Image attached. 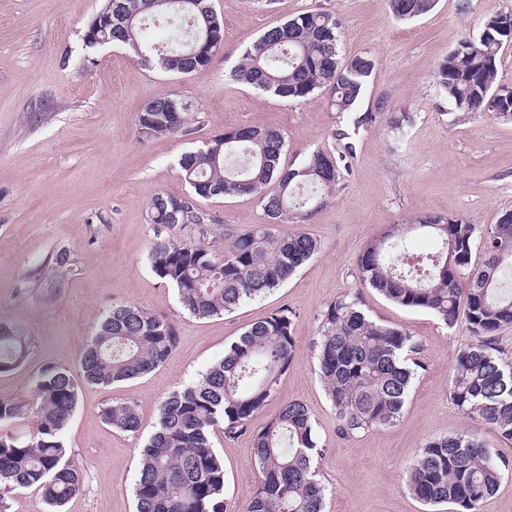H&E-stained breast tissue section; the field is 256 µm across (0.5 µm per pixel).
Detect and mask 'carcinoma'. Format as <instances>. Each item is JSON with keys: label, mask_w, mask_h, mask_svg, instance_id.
Masks as SVG:
<instances>
[{"label": "carcinoma", "mask_w": 512, "mask_h": 512, "mask_svg": "<svg viewBox=\"0 0 512 512\" xmlns=\"http://www.w3.org/2000/svg\"><path fill=\"white\" fill-rule=\"evenodd\" d=\"M435 0H391L400 21L430 12ZM162 23L163 50L146 46L141 32ZM340 24L326 12L307 11L266 30L245 50L233 70L235 80L291 101L330 90V106L341 114L359 104L375 69L364 54L340 53ZM512 31V11H491L481 34L465 36L438 63L434 79L456 109L512 119V86L498 81L500 52ZM221 26L210 0H112V29L98 33L130 51L134 61L157 62L164 71L189 75L208 67L221 43ZM187 105L175 96L147 101L137 115L138 134L159 138L189 132ZM283 134L271 127L239 126L215 135L181 156L179 166L192 188L189 196L154 193L147 219L154 238L149 252L153 273L175 289L189 314L206 318L234 310L247 300L281 287L319 251L305 231L279 233L288 222L306 224L333 195L349 172L352 144L331 155L315 150L298 166L280 163ZM253 195L268 222L234 235L224 256L214 217L196 198ZM434 238L437 251L426 268L412 272L401 263L405 234ZM483 257L472 264L475 243ZM74 261L65 250L49 263L60 287ZM512 269V212L483 231L462 217L435 214L397 224L364 247L356 263L358 282L405 308L433 314L444 325L458 323L465 308L474 342L460 348L449 396L465 414H477L498 435L512 441V359L495 346L498 331L512 325V290L500 276ZM176 327L167 317L136 304H115L81 350L83 381L109 387L145 375L177 347ZM417 341L404 329L372 320L358 296L344 295L322 312L314 342L316 371L336 410L341 432L357 436L395 424L404 409L414 375L411 354ZM30 341L17 328L0 323V373L28 358ZM298 352L293 321L276 311L248 327L224 348V356L161 403L158 423L139 449L134 487L136 512H224V460L212 433L247 431L251 418L275 396L281 377ZM78 405V385L54 366L40 373L28 398L0 400V420L31 417L35 431L26 440L0 437V487L34 488L51 512H61L80 491L83 469L62 434ZM112 428L135 433L136 405L116 402L102 410ZM260 469L246 512H324L328 488L320 479L323 449L315 420L298 401L283 404L253 435ZM506 462L467 432L434 438L419 450L409 470L411 494L426 505L450 503L459 512H481L499 489Z\"/></svg>", "instance_id": "1"}]
</instances>
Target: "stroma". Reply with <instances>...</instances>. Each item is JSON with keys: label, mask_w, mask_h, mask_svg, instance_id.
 <instances>
[{"label": "stroma", "mask_w": 512, "mask_h": 512, "mask_svg": "<svg viewBox=\"0 0 512 512\" xmlns=\"http://www.w3.org/2000/svg\"><path fill=\"white\" fill-rule=\"evenodd\" d=\"M102 3L0 0V322L31 342L24 365L0 373V399L30 396L48 366L78 374L80 350L116 303L167 316L179 341L146 375L107 388L81 385L64 441L85 478L63 512H136L138 450L156 427L162 400L220 359L248 326L281 309L293 320L298 355L277 395L247 432L213 435L224 459L227 512H245L260 479L253 433L290 401L305 404L316 421L326 512H457L452 504L423 505L407 490L406 478L428 440L461 431L476 434L508 463L482 512H512V443L460 411L448 393L456 352L470 340L465 322L447 328L356 279L367 242L393 225L432 213L486 228L512 211V120L458 111L433 82L436 65L458 40L478 35L489 11H512V0H437L412 22L396 20L390 0H211L224 21V44L207 70L189 76L136 64L117 46L87 48L84 33ZM309 10L336 17L343 54L376 61L353 114L331 109L324 90L289 101L232 76L264 31ZM169 95L188 103L189 133L139 137L140 107ZM400 112L412 118L401 135L388 126L389 115ZM368 114L372 122L354 126V117ZM242 125L280 130L281 162L288 166L318 148L337 153L339 131H349L350 173L305 226L320 243L307 265L263 298L197 318L151 269L148 202L158 191L187 195L180 157ZM199 205L230 234L267 221L254 196L213 197ZM61 249L75 271L62 287L50 288L44 268ZM353 293L371 319L410 332L420 349L399 420L347 437L315 372L312 346L321 312ZM115 401L137 405L138 433L117 431L102 419V409Z\"/></svg>", "instance_id": "35a3bbf8"}]
</instances>
